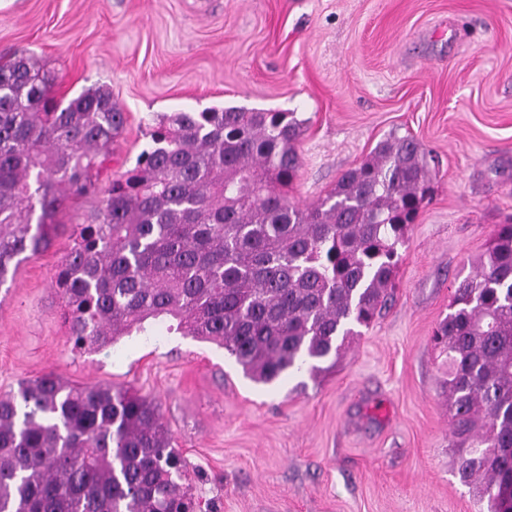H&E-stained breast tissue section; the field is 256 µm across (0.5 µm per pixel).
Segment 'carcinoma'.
<instances>
[{"instance_id":"1","label":"carcinoma","mask_w":512,"mask_h":512,"mask_svg":"<svg viewBox=\"0 0 512 512\" xmlns=\"http://www.w3.org/2000/svg\"><path fill=\"white\" fill-rule=\"evenodd\" d=\"M33 58L0 65V286L48 251L68 200L98 191L125 115L98 87L64 102ZM304 122L229 106L164 114L136 165L75 224L52 288L73 346L165 324L252 380L315 377L370 327L433 191L411 136L380 141L318 202L288 199ZM432 340L448 358L456 475L512 512V223L454 285ZM159 407L53 373L0 395V512H196Z\"/></svg>"}]
</instances>
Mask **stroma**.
<instances>
[{"label":"stroma","instance_id":"stroma-1","mask_svg":"<svg viewBox=\"0 0 512 512\" xmlns=\"http://www.w3.org/2000/svg\"><path fill=\"white\" fill-rule=\"evenodd\" d=\"M24 52L67 100L107 86L126 114L107 187L157 115L273 108L304 120L291 202L308 206L389 135L437 160L394 297L318 376L263 385L216 343L153 327L73 350L51 286L101 196L0 286V394L52 372L154 400L201 512H482L456 475L451 290L512 217V0H0V57Z\"/></svg>","mask_w":512,"mask_h":512}]
</instances>
